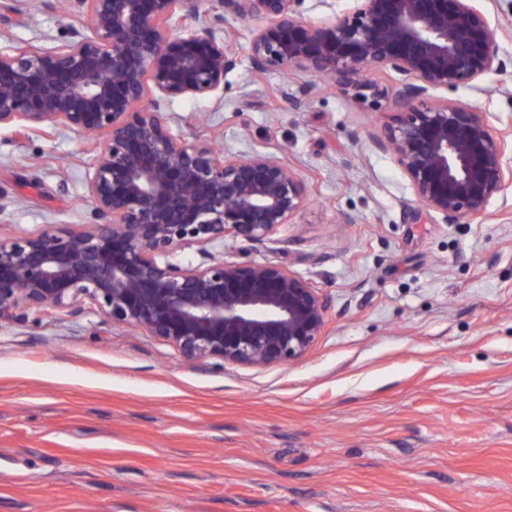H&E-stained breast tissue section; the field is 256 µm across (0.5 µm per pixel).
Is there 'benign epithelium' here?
Returning a JSON list of instances; mask_svg holds the SVG:
<instances>
[{"label":"benign epithelium","mask_w":512,"mask_h":512,"mask_svg":"<svg viewBox=\"0 0 512 512\" xmlns=\"http://www.w3.org/2000/svg\"><path fill=\"white\" fill-rule=\"evenodd\" d=\"M306 0H66L86 20L61 44L0 42V128L92 135L91 221L0 239V324L85 299L110 323L176 345L188 359L265 366L303 357L325 326L310 281L276 262L224 258L232 240H269L310 201L268 152L229 157L173 132L161 102L224 100L236 27L252 25V69L306 73L370 107L397 109L373 147L391 153L413 201L475 224L512 183V139L438 96L503 67L477 0H350L317 17ZM224 25L217 34L202 16ZM369 69L401 76L393 92ZM199 247L198 264L175 259Z\"/></svg>","instance_id":"1"}]
</instances>
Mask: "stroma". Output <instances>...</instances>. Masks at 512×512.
<instances>
[{"mask_svg":"<svg viewBox=\"0 0 512 512\" xmlns=\"http://www.w3.org/2000/svg\"><path fill=\"white\" fill-rule=\"evenodd\" d=\"M504 66L455 96L512 133V0H480ZM57 0H0V35L82 30ZM224 102L174 132L273 153L312 203L230 260L282 261L328 301L301 359L187 360L93 305L0 326V512H512V184L481 224L411 202L369 133L390 116L308 75L256 74L239 26ZM287 95H280V88ZM85 137L0 130V237L82 224Z\"/></svg>","mask_w":512,"mask_h":512,"instance_id":"stroma-1","label":"stroma"}]
</instances>
